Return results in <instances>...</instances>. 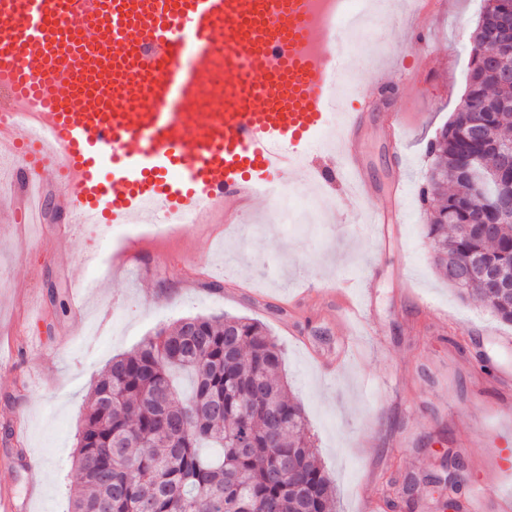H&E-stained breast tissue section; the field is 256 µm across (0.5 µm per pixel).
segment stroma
Here are the masks:
<instances>
[{
    "label": "stroma",
    "instance_id": "1",
    "mask_svg": "<svg viewBox=\"0 0 512 512\" xmlns=\"http://www.w3.org/2000/svg\"><path fill=\"white\" fill-rule=\"evenodd\" d=\"M391 2L348 48L355 85L370 89L386 73L409 115L402 156L379 122L363 133L371 202L304 176L299 187L284 182L278 196L258 198L240 224L218 219L165 234L103 222L74 228L61 245L51 209L40 223L18 224L15 196L0 197V490L28 499L27 512H70L76 434L94 380L112 356L188 315L267 326L336 486L337 512H440L431 480L451 452L466 464L456 512L488 485L498 495L477 502L478 512H512V475L500 469L512 448V383L500 377L512 373V324L439 277L420 198L429 143L466 90L484 2L431 0L418 18L408 0ZM415 22L429 31L424 70ZM402 157L409 217L391 219L379 247L365 210L391 211ZM287 197L296 215L285 229ZM345 270L370 274L373 324L355 335L326 294ZM78 283L89 290L76 307Z\"/></svg>",
    "mask_w": 512,
    "mask_h": 512
}]
</instances>
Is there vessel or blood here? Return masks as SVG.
I'll return each mask as SVG.
<instances>
[{"mask_svg":"<svg viewBox=\"0 0 512 512\" xmlns=\"http://www.w3.org/2000/svg\"><path fill=\"white\" fill-rule=\"evenodd\" d=\"M282 2L271 17L264 0H0V108L37 109L33 125L0 121L16 223L43 208L48 168L68 224H133L151 206L229 221L315 154L320 179L370 197V98L339 84L345 19L324 31L308 0Z\"/></svg>","mask_w":512,"mask_h":512,"instance_id":"1","label":"vessel or blood"}]
</instances>
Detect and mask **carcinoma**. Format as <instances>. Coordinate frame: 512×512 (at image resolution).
I'll list each match as a JSON object with an SVG mask.
<instances>
[{
    "instance_id": "cac0c4a2",
    "label": "carcinoma",
    "mask_w": 512,
    "mask_h": 512,
    "mask_svg": "<svg viewBox=\"0 0 512 512\" xmlns=\"http://www.w3.org/2000/svg\"><path fill=\"white\" fill-rule=\"evenodd\" d=\"M469 75L467 102L430 142L432 171L421 201L433 210L427 238L440 276L461 298L477 296L512 323V294L487 286L478 262L512 269V222L492 200L474 202L468 157L497 169L485 138L512 143V97ZM475 224H493L482 237ZM283 352L266 327L242 317H186L112 358L90 392L76 445L80 482L72 512H332L336 487L319 462L302 407L280 377ZM191 375L184 397L173 374Z\"/></svg>"
}]
</instances>
